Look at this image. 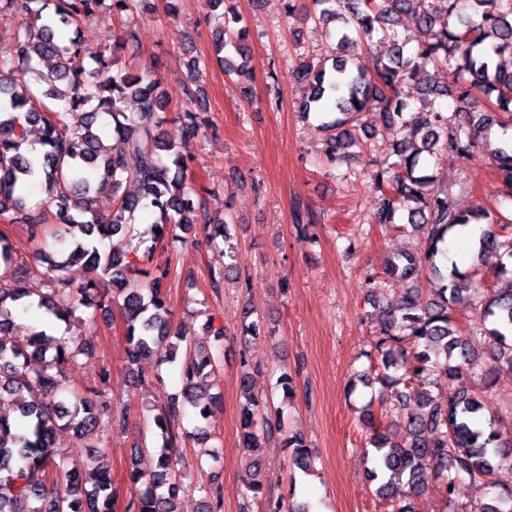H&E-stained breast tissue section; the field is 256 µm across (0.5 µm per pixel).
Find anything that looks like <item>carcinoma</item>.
<instances>
[{
  "instance_id": "1",
  "label": "carcinoma",
  "mask_w": 512,
  "mask_h": 512,
  "mask_svg": "<svg viewBox=\"0 0 512 512\" xmlns=\"http://www.w3.org/2000/svg\"><path fill=\"white\" fill-rule=\"evenodd\" d=\"M104 0H24L25 17L13 34L15 52L0 51V220L7 221L26 207L25 196L36 187L45 197L44 208L56 207L60 227L52 239L70 243L67 260L54 261L46 253L44 288H23L29 269L16 262L0 236V403H14V413L0 411V512H117L119 495L109 467L95 451L100 425L123 429L127 412L112 409L94 396L66 392L67 366L80 354L73 338L53 333L52 324L71 326L76 310L84 306L103 310L122 300L127 358L155 355L163 363L177 361L186 343L180 375L181 396H175L154 416L163 444L150 453L147 441L131 463L128 480L141 485L136 502L125 512H179L177 500L183 473L173 458L181 441L175 420L188 404L195 412L199 434L212 416L215 397L205 382L215 360L211 346L198 338L172 331V311L162 289V278H149L141 268L144 257L126 258L101 244L118 234L135 231L136 215L150 210L153 239L195 225L198 186L190 161L176 143L165 137L166 100L155 67L132 69L126 56H135V33L125 32L104 50L90 69L72 65L81 53L78 23L99 12ZM221 10L212 30L215 59L227 75L247 71V28L233 0H213ZM314 11L305 19L319 27L334 25L335 39L328 59H303L296 75L306 94L299 112L315 116L329 132L325 157L334 163L354 147H364L359 131L366 127L361 114L375 112V143L383 159L371 170L374 188L382 197L375 223L390 228L398 220L422 232L416 253H401L385 268V278L366 275L365 288L379 297L387 279L410 282L390 301L376 328L375 351L383 374L376 376L390 391V411L406 419L403 442H392L375 425L372 406L362 419L371 429L368 441L377 482L376 496L391 512H418L424 491L423 475L431 472L441 482L445 500L465 494L482 495L488 502L480 512H512V434L504 435L495 419L482 420L487 406L459 392L435 396L431 387L446 375L478 373L493 386L492 374L507 364L512 369V290L496 294L480 282L466 278L447 256L448 235L468 224L485 223L473 252L475 262L487 255L497 258V274H512V216L492 215L483 209L454 208L448 184L427 173L422 155L436 150L470 156L477 141L502 116H512V0H312ZM411 15L421 33L408 50L396 27ZM74 36H69V30ZM232 49L241 58L234 64L224 56ZM363 54L375 56L372 71L360 63ZM50 63L42 71L39 65ZM445 69L457 74L450 89L435 76ZM414 84L418 99L429 108L420 123L404 119L408 107L405 87ZM451 98L455 117L437 103ZM181 137L204 138L211 128L200 111L187 106L176 113ZM42 131L38 155L23 149L33 128ZM118 138L123 148L108 152L105 141ZM503 197L512 200V148L491 150ZM112 194L107 216L96 209L103 189ZM229 212L205 221L202 232L210 243L230 238ZM161 233H156V230ZM82 263L87 277L73 288L65 276L68 267ZM435 278L431 287L417 286L424 270ZM470 309L475 315L472 334L488 344V362L462 339L456 313ZM37 310L45 323L31 328L20 341L6 336L16 327L14 313ZM40 393L34 403L24 392ZM242 448L261 447L260 433L281 428L271 421L270 401L255 394L248 376L241 385ZM71 428L79 444L92 452L78 461L54 446L58 431ZM292 464L301 470L312 465L305 438L288 437ZM94 477L93 486L84 475Z\"/></svg>"
}]
</instances>
